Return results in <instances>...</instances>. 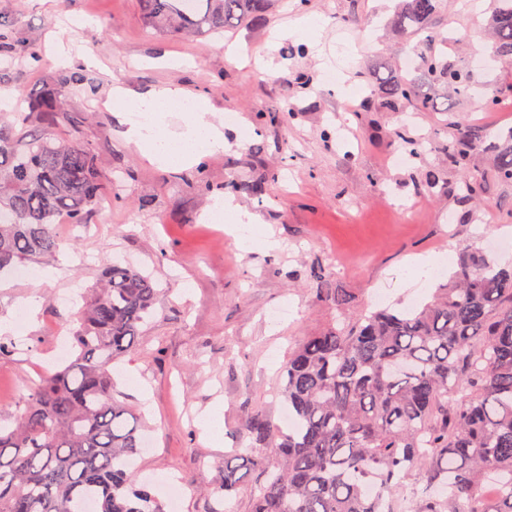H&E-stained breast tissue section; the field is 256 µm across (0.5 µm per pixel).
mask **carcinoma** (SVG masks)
I'll return each instance as SVG.
<instances>
[{"label":"carcinoma","mask_w":512,"mask_h":512,"mask_svg":"<svg viewBox=\"0 0 512 512\" xmlns=\"http://www.w3.org/2000/svg\"><path fill=\"white\" fill-rule=\"evenodd\" d=\"M270 0H140L145 23L199 33L266 21ZM441 0H402L394 27L425 34L419 66L435 85L460 92L470 76L431 49ZM498 54L512 58V0H494ZM20 44L0 15V49ZM82 84L62 71L40 95L19 94L24 108L0 117V270L45 258L58 247L55 222L86 224L105 183L93 145L58 137L67 90ZM397 110L432 112L435 96L406 78L376 79ZM452 140L406 139L413 154L441 152L474 191L512 182V127L486 142L456 121ZM493 154L491 168L469 173L471 153ZM160 289L140 270L114 264L89 289L74 317L75 353L0 426V512H160L136 486L144 446L141 425L114 397L112 364L135 350L139 329ZM336 309L350 307L341 288H324ZM281 395L293 429L277 434L261 415L248 420L246 448L224 456L219 507L248 472L263 473L253 512H397L404 482L422 472L426 490L409 512H512V266L464 246L448 280L411 310L389 307L304 337L288 356ZM271 443V455L256 446Z\"/></svg>","instance_id":"cac0c4a2"}]
</instances>
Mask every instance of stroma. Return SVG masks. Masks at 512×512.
Instances as JSON below:
<instances>
[{"mask_svg":"<svg viewBox=\"0 0 512 512\" xmlns=\"http://www.w3.org/2000/svg\"><path fill=\"white\" fill-rule=\"evenodd\" d=\"M399 0H274L265 25L220 33L170 36L145 25L139 0H0L43 65L20 50L0 63V96L40 92L59 71L55 46L73 49V72L86 85L68 95L65 125L95 142L96 167L112 178V194L89 223L59 222L52 257L25 262V274L0 272V422L10 423L40 379L71 350L75 308L60 297L92 287L108 266L131 264L151 274L162 293L142 325L139 349L112 368L115 397L139 415L150 446L139 457L137 481L160 507L177 498L178 512H251L258 485L250 475L237 494L219 501L225 454L241 447L251 412L279 420V370L306 336L379 306L408 309L427 301L433 286H403L393 271L420 255L456 259L461 245L486 249L500 262L512 253L492 245L512 234V184L487 181L481 203L465 197L461 171L441 153L405 155L396 132L448 137V115L411 117L385 107L369 75L402 71L459 120L487 136L512 127V63L496 51L492 0H444L434 20L445 43L437 53L472 77L469 97L432 88L409 65L417 40L396 34ZM318 18L319 30L297 41L278 38L290 19ZM93 19L90 27L77 26ZM236 54H229V47ZM189 60L186 69L157 65L161 51ZM343 81V90L328 76ZM159 83L182 87L200 103L232 112L224 153L178 173L159 169L127 142L104 101L112 86L139 89ZM500 94L489 102L490 87ZM233 196L259 215L280 240L272 252L247 251L210 223L217 194ZM47 272L36 280L35 272ZM355 298L337 311L323 287ZM36 299L35 316L24 304ZM149 391L132 393L127 377ZM219 407L224 443L196 423Z\"/></svg>","mask_w":512,"mask_h":512,"instance_id":"stroma-1","label":"stroma"}]
</instances>
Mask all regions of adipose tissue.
<instances>
[{"label":"adipose tissue","mask_w":512,"mask_h":512,"mask_svg":"<svg viewBox=\"0 0 512 512\" xmlns=\"http://www.w3.org/2000/svg\"><path fill=\"white\" fill-rule=\"evenodd\" d=\"M110 96L109 109L124 125L126 138L159 167L182 170L225 147L215 112L196 103L193 95L181 88L159 84L134 92L116 86ZM175 108L181 111L185 122V130L179 135L171 133L166 122L168 112ZM209 214L225 220L229 232L243 247L277 246L260 218L243 210L233 198L215 199Z\"/></svg>","instance_id":"1"}]
</instances>
